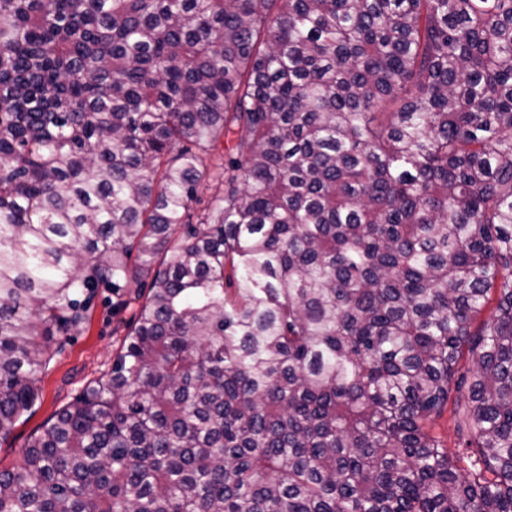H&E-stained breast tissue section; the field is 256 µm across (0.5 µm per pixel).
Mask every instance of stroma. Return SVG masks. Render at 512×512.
<instances>
[{"mask_svg":"<svg viewBox=\"0 0 512 512\" xmlns=\"http://www.w3.org/2000/svg\"><path fill=\"white\" fill-rule=\"evenodd\" d=\"M133 314V308L114 307L111 291L102 288L90 302L84 327L57 337L55 355L41 378L40 399L13 431L0 439V469L18 464L30 436L72 402L88 381L111 367Z\"/></svg>","mask_w":512,"mask_h":512,"instance_id":"obj_1","label":"stroma"}]
</instances>
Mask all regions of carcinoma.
<instances>
[{
  "instance_id": "carcinoma-1",
  "label": "carcinoma",
  "mask_w": 512,
  "mask_h": 512,
  "mask_svg": "<svg viewBox=\"0 0 512 512\" xmlns=\"http://www.w3.org/2000/svg\"><path fill=\"white\" fill-rule=\"evenodd\" d=\"M130 281L0 512H512V0H0V438ZM112 291L99 288L90 302L88 320L79 332L57 336L56 351L48 371L42 375L41 397L4 439H0V469H9L21 460L30 436L72 402L83 386L112 365L137 310L136 305L112 308ZM459 421L458 415L453 413L452 400L448 405V409L444 414L432 423V431L441 437L445 448L452 452H458L459 448H463V441L467 432H460L457 428Z\"/></svg>"
}]
</instances>
